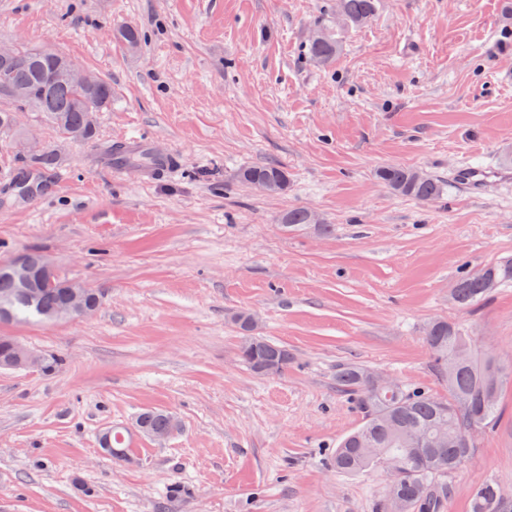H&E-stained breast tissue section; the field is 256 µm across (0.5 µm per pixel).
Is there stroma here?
Returning <instances> with one entry per match:
<instances>
[{
    "label": "stroma",
    "mask_w": 512,
    "mask_h": 512,
    "mask_svg": "<svg viewBox=\"0 0 512 512\" xmlns=\"http://www.w3.org/2000/svg\"><path fill=\"white\" fill-rule=\"evenodd\" d=\"M139 28V50L114 38ZM329 26L336 61H311ZM44 42L112 83L101 142L146 133L181 169L151 182L66 148L52 187L22 198V163L0 136V262L35 249L99 289L92 315L0 324L54 374L0 370V512H377L390 474L339 473L337 443L362 423L337 391L343 364L432 395L445 387L423 336L456 324L512 364V284L463 309L456 280L512 259V180L470 195L466 164L512 172V0H379L375 18L338 23L335 0H0V43ZM276 165L268 195L242 168ZM413 168L443 195L388 190L378 171ZM313 211L329 234L284 230ZM291 356L253 374L235 312ZM498 422L444 478L445 512L474 486L512 492V385ZM146 409L179 430L134 435L126 460L99 446ZM241 178L246 183L266 182L270 185L271 195L284 192L288 186V173L277 166H254L243 170Z\"/></svg>",
    "instance_id": "obj_1"
}]
</instances>
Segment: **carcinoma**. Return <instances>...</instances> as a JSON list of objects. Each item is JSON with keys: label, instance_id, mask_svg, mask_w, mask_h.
I'll list each match as a JSON object with an SVG mask.
<instances>
[{"label": "carcinoma", "instance_id": "obj_1", "mask_svg": "<svg viewBox=\"0 0 512 512\" xmlns=\"http://www.w3.org/2000/svg\"><path fill=\"white\" fill-rule=\"evenodd\" d=\"M377 11V0H336V18L345 25L360 26L369 22ZM115 38L128 49L141 43V32L124 25ZM339 52L336 39L324 33L309 43L311 58L322 65L333 61ZM63 53L49 54L41 44L18 48L10 66L0 68V99L16 104V109H0V132L18 133L13 117L18 112H34L54 127L61 137L92 142L97 127L88 124V113L112 108V82L102 77L89 89L75 87L52 78L58 58ZM122 143L108 146L112 164L138 168V161L121 156ZM63 158L51 144L39 145L26 155L22 168L13 176L19 184L34 170L50 187ZM247 183L266 182L273 195L284 192L288 173L277 166H254L243 170ZM379 179L389 190L420 201H429L442 192V184L416 170L386 166ZM312 212L304 208L289 210L283 224L287 228H303L313 223ZM512 282V259L487 267L481 272L460 277L454 288L456 302L471 306L492 289ZM67 290L56 287H34L27 291L10 277L0 275V304L7 307L12 321H44L47 312L62 307ZM247 312L231 317L240 333L249 337L240 344L242 360L259 376L267 369L282 371L288 366V349L261 336L252 335ZM425 342L430 350L433 370L448 390L438 398L416 388L403 385L392 390L380 388L369 370L358 365H345L336 372V385L352 397L364 414L360 428L345 436L336 446L331 465L336 471L356 473L382 467L391 472L392 480L378 512H388L387 497L393 495L407 503V512H442L448 488L440 478L463 465L471 456L474 444L471 431L484 430L497 423L498 398L502 387L512 379V370L495 357L481 354L473 337L443 320L433 322ZM174 427V416L168 412L147 410L136 421L138 432L145 435L167 433ZM447 438V447L435 448L433 442ZM500 484L487 478L475 485L468 512H512V505L500 503Z\"/></svg>", "mask_w": 512, "mask_h": 512}]
</instances>
